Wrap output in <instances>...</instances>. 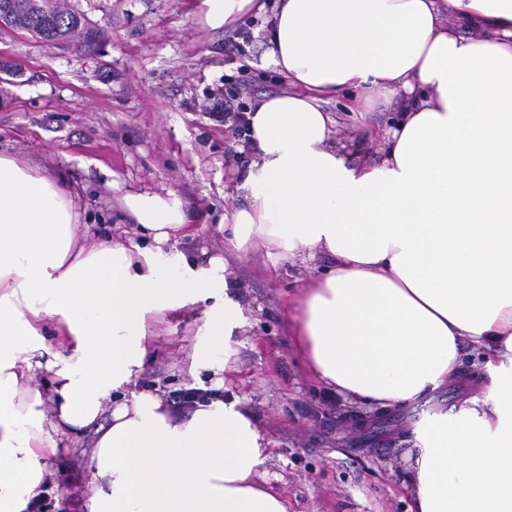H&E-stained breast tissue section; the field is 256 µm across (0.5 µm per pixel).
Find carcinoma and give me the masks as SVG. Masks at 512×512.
Returning <instances> with one entry per match:
<instances>
[{"mask_svg":"<svg viewBox=\"0 0 512 512\" xmlns=\"http://www.w3.org/2000/svg\"><path fill=\"white\" fill-rule=\"evenodd\" d=\"M26 31L42 40L59 36L93 52L104 34L70 0H0V27Z\"/></svg>","mask_w":512,"mask_h":512,"instance_id":"cac0c4a2","label":"carcinoma"}]
</instances>
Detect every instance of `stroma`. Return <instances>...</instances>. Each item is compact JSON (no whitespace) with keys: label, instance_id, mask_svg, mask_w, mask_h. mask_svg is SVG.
Masks as SVG:
<instances>
[{"label":"stroma","instance_id":"35a3bbf8","mask_svg":"<svg viewBox=\"0 0 512 512\" xmlns=\"http://www.w3.org/2000/svg\"><path fill=\"white\" fill-rule=\"evenodd\" d=\"M108 38L93 53L0 30V151L64 176L83 204L82 223L108 226L120 190L174 192L196 214L187 256L224 253L218 220L246 205L238 186L255 158L212 106L233 91L243 106L287 91L268 55L265 25L207 26L200 0H74ZM402 100L378 106L369 128L342 123L338 142L379 156L386 118ZM326 256L272 269L259 252L230 264L249 324L230 339L236 370L228 392L252 412L270 442L262 480L287 497L290 512H408L404 477L418 451L417 431L433 413L457 412L456 384L402 408L351 402L311 378L288 336L287 301ZM208 303L159 318L143 388L166 395L210 390L212 373L188 371ZM57 480L43 512H89L88 457L60 449Z\"/></svg>","mask_w":512,"mask_h":512}]
</instances>
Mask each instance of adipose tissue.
<instances>
[{
    "label": "adipose tissue",
    "instance_id": "1",
    "mask_svg": "<svg viewBox=\"0 0 512 512\" xmlns=\"http://www.w3.org/2000/svg\"><path fill=\"white\" fill-rule=\"evenodd\" d=\"M201 6L214 29L267 19L288 83L246 113L257 160L246 206L220 218L223 255L169 251L191 230L172 192H124L141 238L100 241L63 180L0 153V512H26L56 480L58 439L88 427L90 512H289L258 479L269 442L239 398L182 415L137 386L148 318L220 293L189 369L229 371L247 323L229 261L258 249L274 264L330 258L288 323L309 371L348 400L404 407L461 374L463 343L483 355L491 390L417 432L409 512H512V0ZM343 93L358 122L374 98L408 95L381 160L337 145L323 102Z\"/></svg>",
    "mask_w": 512,
    "mask_h": 512
}]
</instances>
